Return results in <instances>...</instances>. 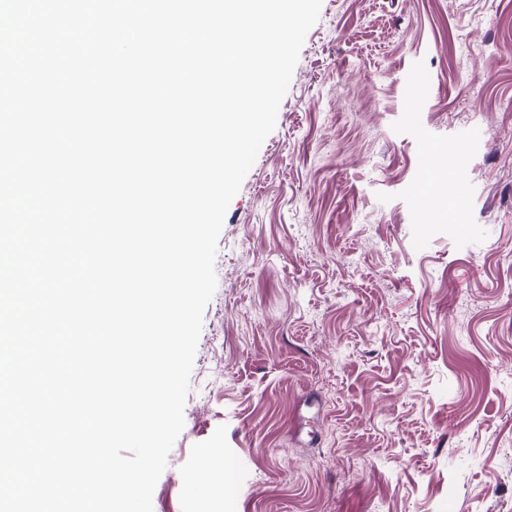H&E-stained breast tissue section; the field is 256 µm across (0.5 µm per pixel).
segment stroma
I'll return each mask as SVG.
<instances>
[{
	"label": "stroma",
	"instance_id": "stroma-1",
	"mask_svg": "<svg viewBox=\"0 0 512 512\" xmlns=\"http://www.w3.org/2000/svg\"><path fill=\"white\" fill-rule=\"evenodd\" d=\"M215 273L153 512H512V0H322Z\"/></svg>",
	"mask_w": 512,
	"mask_h": 512
}]
</instances>
